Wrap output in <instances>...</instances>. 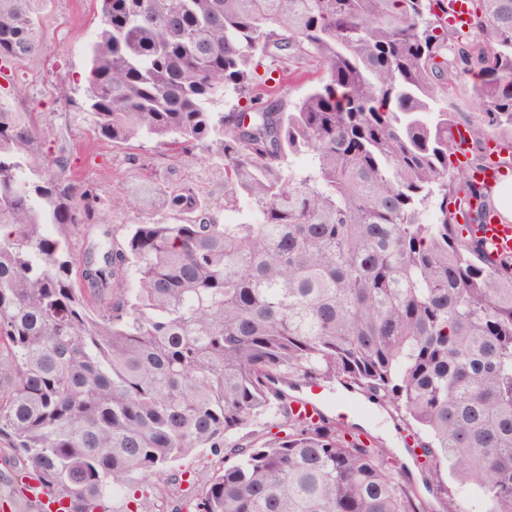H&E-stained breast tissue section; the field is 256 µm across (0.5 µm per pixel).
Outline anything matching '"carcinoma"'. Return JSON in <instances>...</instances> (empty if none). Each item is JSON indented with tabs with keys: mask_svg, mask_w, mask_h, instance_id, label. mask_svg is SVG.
<instances>
[{
	"mask_svg": "<svg viewBox=\"0 0 512 512\" xmlns=\"http://www.w3.org/2000/svg\"><path fill=\"white\" fill-rule=\"evenodd\" d=\"M44 2L0 0V59L39 51ZM96 2L85 119L218 158L224 200L156 167L116 199L155 218L117 241L0 101V444L47 502L105 512L210 448L176 512H426L389 449L288 394L340 379L403 409L473 512H512V257L465 234L496 204L451 162L459 124L472 168L512 138V0H472L466 33L454 0ZM304 58L322 76L290 102L275 74ZM272 408L278 432L247 430ZM223 465L221 456H214L210 448H199L195 453L172 463L168 470L178 475L183 471H195L203 474L222 468Z\"/></svg>",
	"mask_w": 512,
	"mask_h": 512,
	"instance_id": "obj_1",
	"label": "carcinoma"
}]
</instances>
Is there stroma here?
<instances>
[{
    "label": "stroma",
    "mask_w": 512,
    "mask_h": 512,
    "mask_svg": "<svg viewBox=\"0 0 512 512\" xmlns=\"http://www.w3.org/2000/svg\"><path fill=\"white\" fill-rule=\"evenodd\" d=\"M95 10L94 0H48L39 12L42 49L10 65L7 78H0V96L10 100L14 111L25 113L32 121L49 155L66 151L71 176L83 187L95 189L101 195V218L119 238L126 225L134 223L135 217L122 206L113 204L112 195L140 183L147 175V165L153 164L156 156L147 142L120 148L101 141L84 120L82 105L88 47L96 34ZM63 87L68 90L64 96L59 93ZM132 155L139 157V165L129 163ZM166 165L170 180L192 181L200 192L223 198V167L180 157L167 160ZM342 390L338 382L324 383L323 412L364 428L376 441H388L401 480L412 485L430 512H443L434 487L426 484L419 465L400 437V413L375 406L365 397L360 398L358 408H348Z\"/></svg>",
    "instance_id": "1"
}]
</instances>
